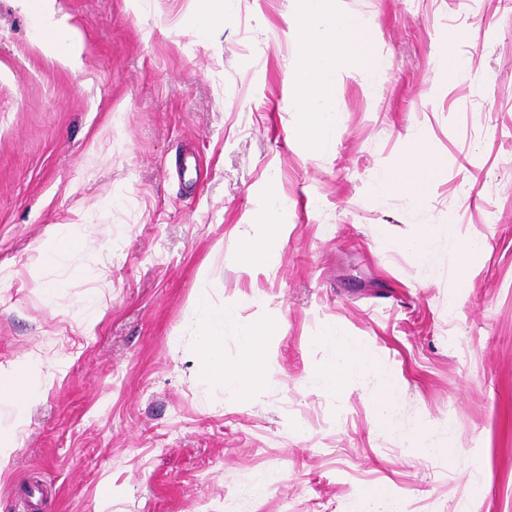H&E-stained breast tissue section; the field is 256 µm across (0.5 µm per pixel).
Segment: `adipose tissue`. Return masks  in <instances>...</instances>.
<instances>
[{
  "label": "adipose tissue",
  "instance_id": "obj_1",
  "mask_svg": "<svg viewBox=\"0 0 512 512\" xmlns=\"http://www.w3.org/2000/svg\"><path fill=\"white\" fill-rule=\"evenodd\" d=\"M54 3L55 0H39L38 25L46 35V45L71 67H80L82 44L68 16L59 14ZM297 4L289 18L298 53L290 81L298 90L292 108L304 120L296 133L309 138L321 150L328 145L338 119L337 112L328 105L336 89V58L344 59L347 70L372 78L384 71L385 64L370 54L361 20L337 12L335 0H297ZM379 188L400 194L411 207L424 203L425 186L414 158H407ZM236 321L241 324L242 346L233 380L240 393L252 396L258 393L259 378L269 368L267 351L257 341L265 333L263 325L241 322L236 303L215 304L206 289L197 295L185 324L198 338L204 379L220 386L224 383V326ZM324 341L332 347L317 377L324 391L336 392L349 373L370 368L367 354L356 341L332 333L325 335Z\"/></svg>",
  "mask_w": 512,
  "mask_h": 512
}]
</instances>
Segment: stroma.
I'll list each match as a JSON object with an SVG mask.
<instances>
[{
    "instance_id": "obj_1",
    "label": "stroma",
    "mask_w": 512,
    "mask_h": 512,
    "mask_svg": "<svg viewBox=\"0 0 512 512\" xmlns=\"http://www.w3.org/2000/svg\"><path fill=\"white\" fill-rule=\"evenodd\" d=\"M294 6L237 0L201 40L198 0H56L72 69L0 0V370L30 392L0 512H101L107 487L110 512H512V0H336L387 67L339 70L324 152L295 134ZM415 145L444 158L418 209L378 189ZM273 199L285 237L246 271ZM58 224L70 270L36 260ZM422 230L430 262L404 248ZM451 236L487 243L466 275ZM206 286L268 330L255 396L202 379L181 324ZM331 329L374 364L335 393Z\"/></svg>"
}]
</instances>
